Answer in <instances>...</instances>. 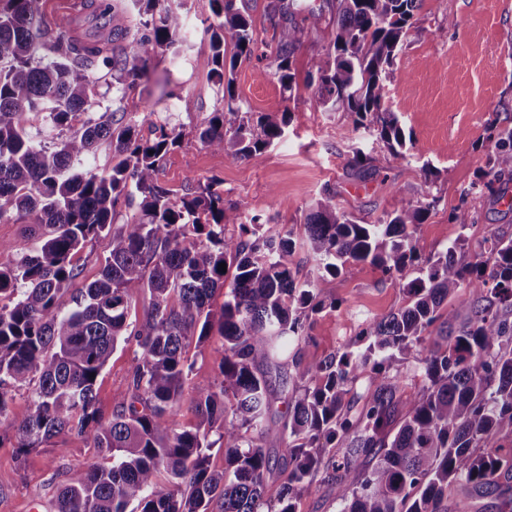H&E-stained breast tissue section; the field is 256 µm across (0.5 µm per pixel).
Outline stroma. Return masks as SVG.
<instances>
[{
	"instance_id": "stroma-1",
	"label": "stroma",
	"mask_w": 512,
	"mask_h": 512,
	"mask_svg": "<svg viewBox=\"0 0 512 512\" xmlns=\"http://www.w3.org/2000/svg\"><path fill=\"white\" fill-rule=\"evenodd\" d=\"M210 14L208 0H188L185 17L191 36L179 56H155L147 79L123 102L141 135H149L155 123L183 133L159 171L162 186L182 195L218 181L225 207L244 217L267 218V234L291 232L304 279L316 273L305 243L304 217L325 196L334 197L337 208L361 224L389 212L399 189L434 200L428 220L416 231L425 257L452 246L461 235L472 246L492 228L512 236V211L485 199L471 201L476 222L467 230L448 220L494 150L488 139L491 123L499 114H512V0H421L420 30L399 52L387 83L388 104L412 138L400 156L356 128L350 113L325 112L318 106L307 82L315 58L333 38V27L326 23L311 32L296 55L298 87L291 98H284L276 78L261 76L263 64L257 59L237 66L235 88L243 111L254 121L264 114L285 120L282 137L245 160L205 148L198 134L218 92L211 79L210 42L202 34ZM186 95L195 103L189 111L180 102ZM358 148L371 157L366 167L353 163ZM427 163L436 170L430 179L423 172ZM330 296L332 305L315 315L311 339L301 349L303 363L314 365L330 354L356 348L366 321L386 316L406 302L398 281L367 263L338 277ZM135 350L132 344L118 347L98 377L97 402L103 415H111L128 392ZM185 356L192 372L176 420L179 427L189 429L197 422L193 387L218 377L224 347L213 338L189 346ZM283 409L282 401L274 400L262 440L274 461L265 486L271 501L278 498L288 467L281 457ZM29 410L28 391H17L6 419L0 421V512H54L58 490L70 473L100 460L92 439L73 433L18 453L7 439L9 426L22 421Z\"/></svg>"
}]
</instances>
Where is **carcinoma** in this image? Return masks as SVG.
Returning a JSON list of instances; mask_svg holds the SVG:
<instances>
[{
    "label": "carcinoma",
    "mask_w": 512,
    "mask_h": 512,
    "mask_svg": "<svg viewBox=\"0 0 512 512\" xmlns=\"http://www.w3.org/2000/svg\"><path fill=\"white\" fill-rule=\"evenodd\" d=\"M334 38L309 75L325 112L354 114L393 154L407 138L386 105L385 80L418 30L420 0H338ZM209 36L221 87L208 126L207 148L248 159L282 136L265 118L252 127L235 98L234 70L259 49L237 0H209ZM89 26L76 33L68 18L47 23L39 0H0V223L26 224L29 249L0 263V418L14 392L30 393L31 411L12 426L19 452L67 432L92 437L105 463L70 474L55 512H295L316 478L341 489L340 512H448V486L475 492L512 477V237L492 232L466 248L454 245L421 260L414 234L436 200L396 192L393 209L376 224H360L333 198L318 200L304 220L316 276L299 278L290 234L269 236L258 216L249 222L224 208V191L210 181L174 196L158 173L182 132L114 120L120 103L148 72L157 53L178 43L183 28L169 0H112L101 9L85 0ZM297 0H272L279 28L267 74L283 92L296 88L293 56L305 29ZM112 85L116 110L91 116V93ZM43 112L57 142L32 134L25 115ZM86 114L82 126L71 123ZM495 150L464 191L449 221L475 223L471 195L506 200L512 182V123L492 125ZM112 143V168L80 169L99 144ZM132 210L115 225L118 207ZM239 225L226 235L225 225ZM110 238L99 277L67 296L73 255ZM422 263L406 282V269ZM232 271L227 275L220 268ZM369 263L401 280L407 303L367 321L357 350L302 364L312 314L336 277ZM150 295L141 320L128 321L127 288ZM224 303L212 309L216 290ZM457 307L442 318L448 295ZM68 302H63L64 297ZM219 337L220 377L195 385L198 423L176 428V411L191 373L185 351ZM140 351L129 392L112 417L99 413L96 378L120 343ZM415 363L421 388L404 397L393 361ZM377 385L355 418L347 400L358 375ZM288 394L283 453L288 475L279 497L265 498L272 469L263 448L271 383ZM217 438L209 440L210 434ZM509 438L499 442V435ZM224 449V472L209 452Z\"/></svg>",
    "instance_id": "carcinoma-1"
}]
</instances>
